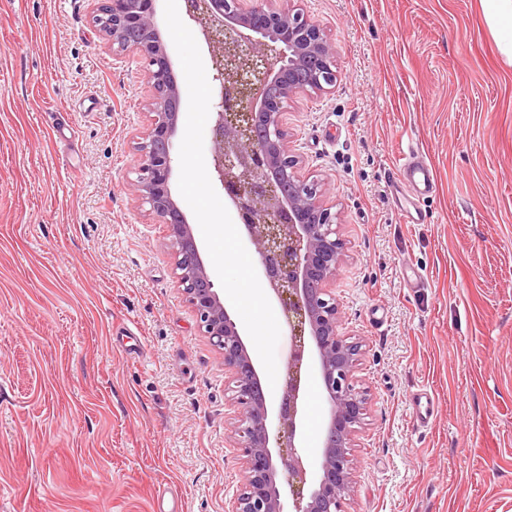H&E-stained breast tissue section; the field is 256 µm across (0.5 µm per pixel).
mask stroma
Masks as SVG:
<instances>
[{
	"label": "stroma",
	"mask_w": 512,
	"mask_h": 512,
	"mask_svg": "<svg viewBox=\"0 0 512 512\" xmlns=\"http://www.w3.org/2000/svg\"><path fill=\"white\" fill-rule=\"evenodd\" d=\"M293 5L337 49L335 87L287 122L349 242L332 289L369 403L348 512H512V64L481 0ZM96 6L0 0V512H156L166 489L231 512V379L135 190L148 88ZM411 147L425 224L390 192ZM299 404L312 462L314 369Z\"/></svg>",
	"instance_id": "obj_1"
}]
</instances>
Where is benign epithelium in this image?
<instances>
[{
	"mask_svg": "<svg viewBox=\"0 0 512 512\" xmlns=\"http://www.w3.org/2000/svg\"><path fill=\"white\" fill-rule=\"evenodd\" d=\"M158 0H99L94 23L118 51L137 53L150 91V124L137 143L136 191L167 230L174 275L199 330L229 372V439L240 454L243 483L232 512H284L282 483L294 512H344L354 491L356 437L368 394L355 373L362 344L341 330L331 291L347 240L324 201L323 184L299 175L285 115L307 92L336 85V45L301 9L274 0H186L200 44L214 59L212 157L216 178L258 255L264 283L279 301L294 345L277 415L258 364L201 255L193 225L171 191L174 141L183 91L158 23ZM316 361L325 421L316 478L301 445V372Z\"/></svg>",
	"mask_w": 512,
	"mask_h": 512,
	"instance_id": "1",
	"label": "benign epithelium"
}]
</instances>
